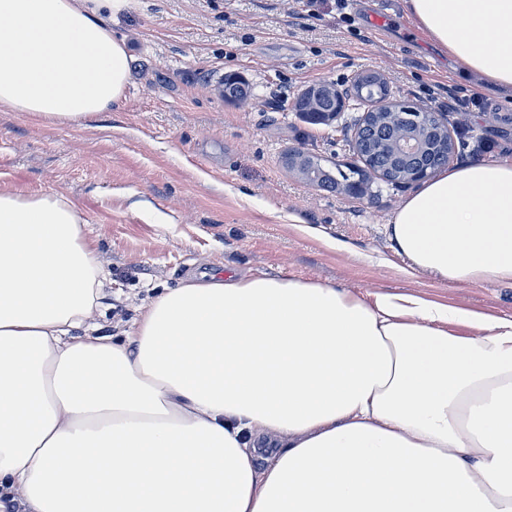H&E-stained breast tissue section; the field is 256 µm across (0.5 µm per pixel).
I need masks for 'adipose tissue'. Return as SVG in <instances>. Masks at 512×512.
Returning a JSON list of instances; mask_svg holds the SVG:
<instances>
[{
    "instance_id": "adipose-tissue-1",
    "label": "adipose tissue",
    "mask_w": 512,
    "mask_h": 512,
    "mask_svg": "<svg viewBox=\"0 0 512 512\" xmlns=\"http://www.w3.org/2000/svg\"><path fill=\"white\" fill-rule=\"evenodd\" d=\"M126 5L0 0V111L117 106ZM403 5L512 95V0ZM83 224L62 193L0 190V512H512V314L233 272L112 335ZM389 232L407 275L512 284V162L425 181Z\"/></svg>"
}]
</instances>
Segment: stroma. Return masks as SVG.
I'll return each mask as SVG.
<instances>
[{
	"mask_svg": "<svg viewBox=\"0 0 512 512\" xmlns=\"http://www.w3.org/2000/svg\"><path fill=\"white\" fill-rule=\"evenodd\" d=\"M128 0L112 28L133 57L118 107L86 125L59 126L0 112V189L65 194L83 211L106 271L98 322L113 332L162 289L215 271L281 275L349 289L420 291L451 306L512 314L511 284H448L399 273L387 226L411 188L369 173L360 195L327 192L289 169L301 147L333 171L359 165L353 149L363 106L335 124L305 122L299 89L330 81L344 94L377 72L391 98L466 119L472 138L456 165L512 160V97L457 72L416 30L401 0ZM249 82L228 102L224 74ZM470 100L448 109L449 91ZM488 141L474 151V140ZM321 228L331 248L291 226Z\"/></svg>",
	"mask_w": 512,
	"mask_h": 512,
	"instance_id": "obj_1",
	"label": "stroma"
}]
</instances>
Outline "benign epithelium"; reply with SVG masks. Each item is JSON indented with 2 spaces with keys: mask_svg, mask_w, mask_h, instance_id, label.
Instances as JSON below:
<instances>
[{
  "mask_svg": "<svg viewBox=\"0 0 512 512\" xmlns=\"http://www.w3.org/2000/svg\"><path fill=\"white\" fill-rule=\"evenodd\" d=\"M298 98L306 106L303 116L312 123L329 125L345 110L347 102L336 93L333 82L322 81L301 90ZM374 108L363 113L361 121L381 120L394 129L392 139L383 144L386 152L397 159L414 158L416 163L398 172L394 183L412 185L431 178L436 169L428 155H440L449 163L456 151L454 132L448 128L447 114L422 112L408 100L381 97L373 100ZM316 156L303 149L288 151V166L306 179L313 178Z\"/></svg>",
  "mask_w": 512,
  "mask_h": 512,
  "instance_id": "benign-epithelium-1",
  "label": "benign epithelium"
}]
</instances>
